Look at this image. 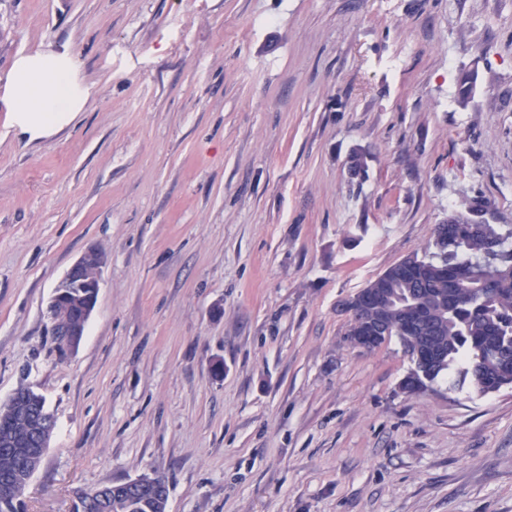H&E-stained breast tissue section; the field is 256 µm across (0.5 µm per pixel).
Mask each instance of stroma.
Instances as JSON below:
<instances>
[{
  "label": "stroma",
  "mask_w": 512,
  "mask_h": 512,
  "mask_svg": "<svg viewBox=\"0 0 512 512\" xmlns=\"http://www.w3.org/2000/svg\"><path fill=\"white\" fill-rule=\"evenodd\" d=\"M40 51L93 95L33 141L0 105V404L56 422L28 512L145 473L168 512H512V386L406 394L342 309L466 201L512 225V0H0V87ZM101 260L96 250L85 252L65 273L49 301L53 336L62 354L74 351L84 336L88 320L95 309L100 288ZM79 301H83L80 305ZM78 307L73 316L61 322L53 313L62 307ZM80 336V337H78Z\"/></svg>",
  "instance_id": "1"
}]
</instances>
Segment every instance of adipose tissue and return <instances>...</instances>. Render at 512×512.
Masks as SVG:
<instances>
[{"instance_id": "1", "label": "adipose tissue", "mask_w": 512, "mask_h": 512, "mask_svg": "<svg viewBox=\"0 0 512 512\" xmlns=\"http://www.w3.org/2000/svg\"><path fill=\"white\" fill-rule=\"evenodd\" d=\"M91 94V87L78 77L74 58L38 52L15 60L4 99L11 126L39 139L69 124L84 109Z\"/></svg>"}]
</instances>
